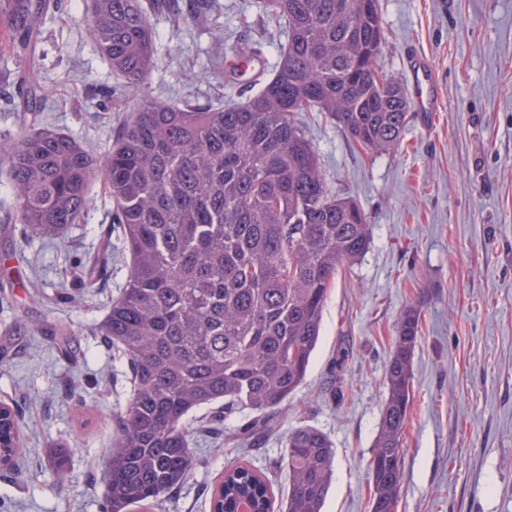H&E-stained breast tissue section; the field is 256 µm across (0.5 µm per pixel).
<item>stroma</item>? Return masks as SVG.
<instances>
[{"label": "stroma", "mask_w": 512, "mask_h": 512, "mask_svg": "<svg viewBox=\"0 0 512 512\" xmlns=\"http://www.w3.org/2000/svg\"><path fill=\"white\" fill-rule=\"evenodd\" d=\"M386 43L378 64L407 80L410 55L440 82L439 110L411 113L400 149L362 150L323 113L302 117L326 180L354 198L372 228L369 250L336 280L304 385L275 433L244 451H212L162 512H210L233 460L267 474L288 430L328 434L336 459L325 512H368V461L385 399L384 373L401 312L421 307L405 429V483L396 512H512V0H379ZM157 67L141 94L204 106L225 85L216 53L257 45L276 66L285 35L256 0H211L192 20L161 13ZM11 55L0 51V134L53 127L94 153L129 111L89 34L85 0H62L43 25L44 111L18 117ZM113 206L96 186L66 241L30 236L0 185V401L16 409L22 447L0 467V512H102V473L115 418L130 393L125 357L95 331L128 274ZM70 450V479L50 476L49 450Z\"/></svg>", "instance_id": "obj_1"}]
</instances>
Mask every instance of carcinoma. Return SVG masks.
I'll return each mask as SVG.
<instances>
[{"mask_svg": "<svg viewBox=\"0 0 512 512\" xmlns=\"http://www.w3.org/2000/svg\"><path fill=\"white\" fill-rule=\"evenodd\" d=\"M287 35L279 62L243 102L209 107L147 96L107 152L47 128L0 136V166L20 223L63 238L80 223L95 183L120 224L129 273L100 332L132 374L109 441L104 512L150 508L202 464L187 417L221 407L246 421L224 435L242 449L278 426L303 385L339 272L369 249L360 205L330 189L298 115L323 112L367 152L397 147L410 101L397 77L376 82L385 43L378 0H261ZM146 0H90L95 46L127 87L157 64ZM58 0H0L21 83L18 112H37L49 91L38 48ZM421 311L402 312L386 364V396L372 444L369 512H395L404 485V431ZM54 484L69 481L65 448L50 451ZM335 463L321 430L288 431L273 468L288 473L281 512H323ZM224 512L246 501L275 512L269 479L235 461L224 467Z\"/></svg>", "mask_w": 512, "mask_h": 512, "instance_id": "cac0c4a2", "label": "carcinoma"}]
</instances>
